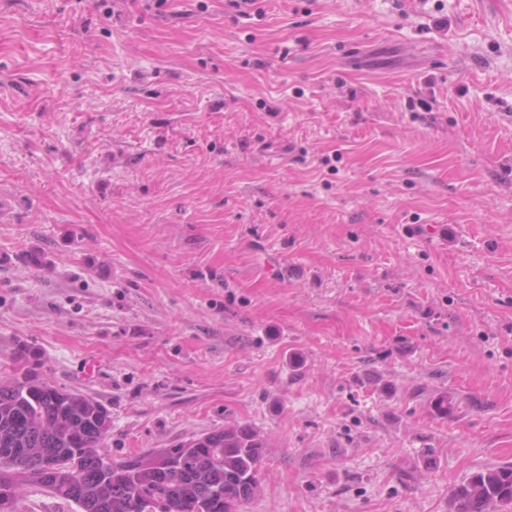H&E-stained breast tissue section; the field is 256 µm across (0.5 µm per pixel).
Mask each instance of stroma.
I'll return each mask as SVG.
<instances>
[{
    "label": "stroma",
    "mask_w": 512,
    "mask_h": 512,
    "mask_svg": "<svg viewBox=\"0 0 512 512\" xmlns=\"http://www.w3.org/2000/svg\"><path fill=\"white\" fill-rule=\"evenodd\" d=\"M31 367L116 461L251 425L245 512H448L512 463V0H0Z\"/></svg>",
    "instance_id": "stroma-1"
}]
</instances>
